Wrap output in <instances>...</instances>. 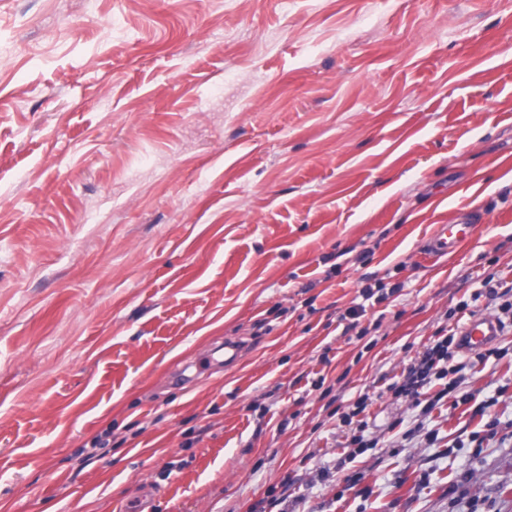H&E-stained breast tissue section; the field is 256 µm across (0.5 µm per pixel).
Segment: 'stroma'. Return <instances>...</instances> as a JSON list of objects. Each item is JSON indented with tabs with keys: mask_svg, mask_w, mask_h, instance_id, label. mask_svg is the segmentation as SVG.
<instances>
[{
	"mask_svg": "<svg viewBox=\"0 0 512 512\" xmlns=\"http://www.w3.org/2000/svg\"><path fill=\"white\" fill-rule=\"evenodd\" d=\"M511 288L512 0H0V512H512ZM477 222L473 212L463 211L453 223L437 224L426 241L424 253L435 258L457 253L475 235ZM499 323L489 317H476L470 320L459 336L461 350L471 353L489 346L498 336ZM436 338L423 351L421 357L416 360L409 371L406 379L402 383L394 382L390 384L389 389L393 390L397 396H411L416 399V406L422 402V414H429L448 394L455 392L463 380L460 374L465 369H472L476 364L483 363L491 356L498 359L506 355L505 351L499 348L488 349L485 353L479 354L476 360L461 361L457 365L449 366L448 362L458 353L459 344L455 335H441ZM435 380H446L443 388L432 396L420 399L427 393L422 390L425 386ZM367 427V422L360 418L356 421V427L353 434L350 436L348 445L347 457L354 460L359 455L363 454L368 448H376L377 442L374 439H369L364 435Z\"/></svg>",
	"mask_w": 512,
	"mask_h": 512,
	"instance_id": "1",
	"label": "stroma"
}]
</instances>
